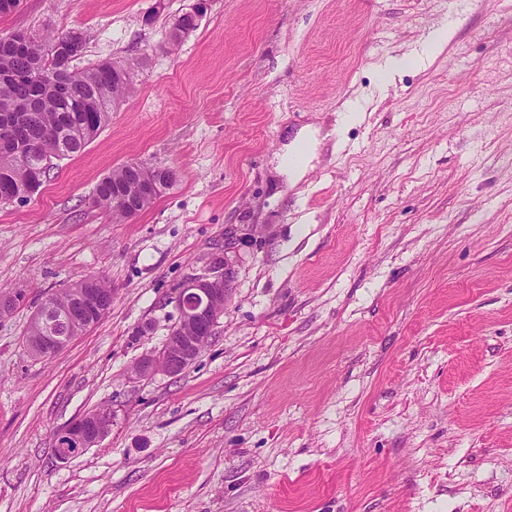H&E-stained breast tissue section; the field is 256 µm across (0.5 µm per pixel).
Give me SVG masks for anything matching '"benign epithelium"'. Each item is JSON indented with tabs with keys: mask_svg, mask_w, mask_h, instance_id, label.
I'll list each match as a JSON object with an SVG mask.
<instances>
[{
	"mask_svg": "<svg viewBox=\"0 0 512 512\" xmlns=\"http://www.w3.org/2000/svg\"><path fill=\"white\" fill-rule=\"evenodd\" d=\"M130 167L137 173L135 190L138 193L157 196L167 188V181L156 177L154 168L140 162H132ZM233 245L234 242L224 240V258L215 261L207 272L187 278L174 289L171 303L177 311V319L169 329L162 349L145 354L136 363L133 369L136 377L147 379L159 373L179 375L197 358L224 313L218 303L228 301L236 279L234 262L227 256ZM108 311L105 298L97 292L81 291L56 321L69 330L80 325L90 328L103 320ZM66 340L67 336L49 331L41 337L40 355L44 358L55 356ZM111 426L112 413L107 410H97L72 420L58 433L57 447L61 452L56 457L63 461L75 457L76 453L66 451L71 442L77 444L80 452L97 445Z\"/></svg>",
	"mask_w": 512,
	"mask_h": 512,
	"instance_id": "obj_1",
	"label": "benign epithelium"
}]
</instances>
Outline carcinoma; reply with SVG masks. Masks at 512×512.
<instances>
[{
  "label": "carcinoma",
  "mask_w": 512,
  "mask_h": 512,
  "mask_svg": "<svg viewBox=\"0 0 512 512\" xmlns=\"http://www.w3.org/2000/svg\"><path fill=\"white\" fill-rule=\"evenodd\" d=\"M62 34L37 43L0 42V194L30 200L53 168V160L81 153L108 124L113 103L128 90L132 68L116 61H102L84 71L59 66L57 50L66 47ZM49 77L34 81L35 66ZM135 173L122 164L97 185V205L111 213L115 223H124L147 209L153 196H139L134 208L112 197V186H126ZM94 288L112 299V288L101 276L92 275L47 295L40 308L62 310L76 290ZM48 329L34 314L26 331L25 349L33 357L41 336Z\"/></svg>",
  "instance_id": "cac0c4a2"
}]
</instances>
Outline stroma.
<instances>
[{"label":"stroma","instance_id":"35a3bbf8","mask_svg":"<svg viewBox=\"0 0 512 512\" xmlns=\"http://www.w3.org/2000/svg\"><path fill=\"white\" fill-rule=\"evenodd\" d=\"M195 2L0 16V34L82 31L74 70L134 66L104 130L0 205V291L23 295L0 316V512H512V0H210L170 47ZM311 124L294 186L277 164ZM130 161L175 181L116 224L95 188ZM228 235L213 336L180 375L134 378ZM94 274L107 316L29 356L46 296ZM98 409L109 433L58 460ZM447 40V33H443L440 36L436 37L434 40L428 43L424 50V55L419 56L417 58H400L394 59L389 62L387 66V70L383 72H395L401 68H404L409 65H414L417 63H421L424 57H430L434 55L443 45V43ZM320 130L318 128L302 132L292 145L290 151H287L281 161L279 170L291 177L293 184H297L306 174L308 164L318 150V147L324 137L320 139ZM298 144L304 146L305 154L300 164H293L289 158L298 150ZM112 413L97 410L72 420L58 433L57 447L67 448L69 442H75L78 451L82 452L97 445L110 431Z\"/></svg>","mask_w":512,"mask_h":512}]
</instances>
